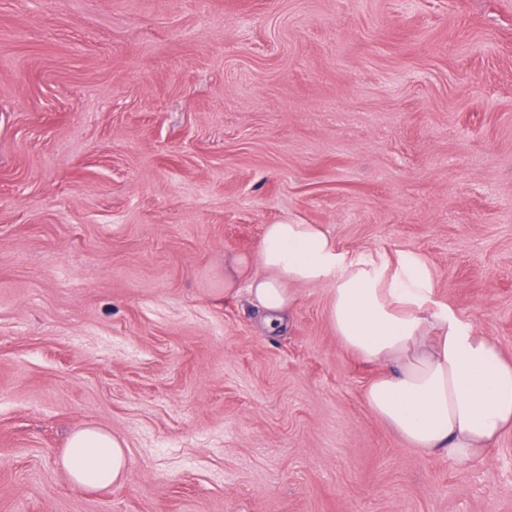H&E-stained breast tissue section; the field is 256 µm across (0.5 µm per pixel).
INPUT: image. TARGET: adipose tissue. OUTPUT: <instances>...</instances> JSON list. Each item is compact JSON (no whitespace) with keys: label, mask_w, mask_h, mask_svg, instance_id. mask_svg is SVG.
Returning <instances> with one entry per match:
<instances>
[{"label":"adipose tissue","mask_w":512,"mask_h":512,"mask_svg":"<svg viewBox=\"0 0 512 512\" xmlns=\"http://www.w3.org/2000/svg\"><path fill=\"white\" fill-rule=\"evenodd\" d=\"M231 268L225 290L244 291L268 328L289 318L297 288L332 282L338 338L381 368L364 401L412 448L465 467L512 431V361L436 300L422 256H351L322 225L268 224L257 254L234 256ZM61 463L74 483L94 489L121 484L128 469L124 442L95 426L70 435Z\"/></svg>","instance_id":"ef3b65f1"}]
</instances>
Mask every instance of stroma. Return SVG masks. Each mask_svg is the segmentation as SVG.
I'll use <instances>...</instances> for the list:
<instances>
[{
	"mask_svg": "<svg viewBox=\"0 0 512 512\" xmlns=\"http://www.w3.org/2000/svg\"><path fill=\"white\" fill-rule=\"evenodd\" d=\"M423 255L512 359V0H0V512H512L366 406L329 285L224 290L268 224ZM126 444L75 484L68 436ZM61 463L74 483L94 489L121 484L128 469L124 442L95 426L70 435Z\"/></svg>",
	"mask_w": 512,
	"mask_h": 512,
	"instance_id": "obj_1",
	"label": "stroma"
}]
</instances>
